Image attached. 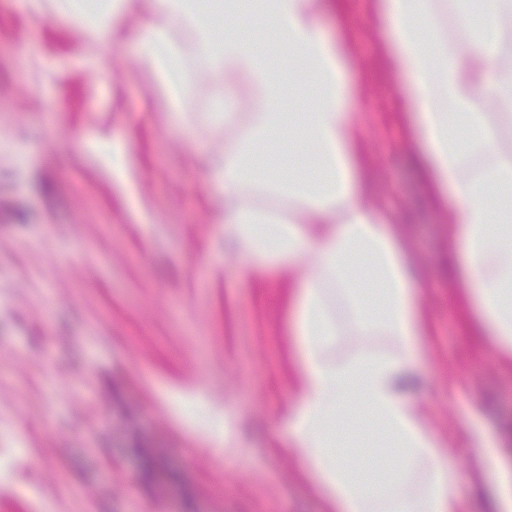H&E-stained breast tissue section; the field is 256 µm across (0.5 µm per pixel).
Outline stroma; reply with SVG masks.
I'll list each match as a JSON object with an SVG mask.
<instances>
[{"label":"stroma","mask_w":512,"mask_h":512,"mask_svg":"<svg viewBox=\"0 0 512 512\" xmlns=\"http://www.w3.org/2000/svg\"><path fill=\"white\" fill-rule=\"evenodd\" d=\"M346 7L371 190L403 218L429 318L411 396L458 485L488 489L512 464V367L455 299L372 0ZM139 24L101 48L0 0V512H325L283 443L288 286L230 258L209 167L224 132L166 113Z\"/></svg>","instance_id":"35a3bbf8"}]
</instances>
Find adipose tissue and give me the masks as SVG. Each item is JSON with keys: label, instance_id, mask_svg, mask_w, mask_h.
I'll use <instances>...</instances> for the list:
<instances>
[{"label": "adipose tissue", "instance_id": "1", "mask_svg": "<svg viewBox=\"0 0 512 512\" xmlns=\"http://www.w3.org/2000/svg\"><path fill=\"white\" fill-rule=\"evenodd\" d=\"M33 19L53 13L102 35L144 7L139 62L173 115L224 130L212 178L235 262L287 274L299 366L288 444L329 512H465L418 403L403 393L428 318L395 212L373 207L366 146L348 76L353 22L337 5L335 39L316 0H15ZM247 12L257 32L231 21ZM385 67L407 78L397 113L428 198L453 229L457 300L512 362V0H375ZM180 23L190 34L171 33ZM201 64L214 111L193 110ZM308 111L288 112L286 95ZM246 111H238V104ZM362 337L336 356L341 333ZM382 337L385 347L366 345ZM378 441L369 473L339 451ZM426 478L415 486L416 469Z\"/></svg>", "mask_w": 512, "mask_h": 512}]
</instances>
